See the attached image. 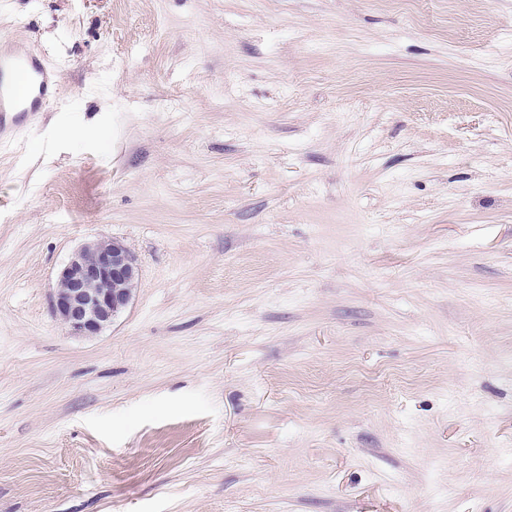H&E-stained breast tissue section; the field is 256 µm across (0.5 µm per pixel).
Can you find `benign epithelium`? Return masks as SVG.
I'll return each mask as SVG.
<instances>
[{
	"label": "benign epithelium",
	"mask_w": 512,
	"mask_h": 512,
	"mask_svg": "<svg viewBox=\"0 0 512 512\" xmlns=\"http://www.w3.org/2000/svg\"><path fill=\"white\" fill-rule=\"evenodd\" d=\"M138 275L136 256L123 241L88 243L61 270L52 313L71 335L97 336L129 305Z\"/></svg>",
	"instance_id": "benign-epithelium-1"
}]
</instances>
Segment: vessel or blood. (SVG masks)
I'll use <instances>...</instances> for the list:
<instances>
[{
  "mask_svg": "<svg viewBox=\"0 0 512 512\" xmlns=\"http://www.w3.org/2000/svg\"><path fill=\"white\" fill-rule=\"evenodd\" d=\"M52 99V80L36 56L0 48V134Z\"/></svg>",
  "mask_w": 512,
  "mask_h": 512,
  "instance_id": "b4317fda",
  "label": "vessel or blood"
}]
</instances>
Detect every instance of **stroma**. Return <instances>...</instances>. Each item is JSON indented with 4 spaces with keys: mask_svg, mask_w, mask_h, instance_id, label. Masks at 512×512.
Listing matches in <instances>:
<instances>
[{
    "mask_svg": "<svg viewBox=\"0 0 512 512\" xmlns=\"http://www.w3.org/2000/svg\"><path fill=\"white\" fill-rule=\"evenodd\" d=\"M0 512H512V0H0ZM134 252L101 335L51 312ZM53 97L52 80L36 56L0 48V138L8 121L19 124ZM138 275L136 256L123 241L88 243L61 270L52 313L71 335L98 336L129 305Z\"/></svg>",
    "mask_w": 512,
    "mask_h": 512,
    "instance_id": "obj_1",
    "label": "stroma"
}]
</instances>
